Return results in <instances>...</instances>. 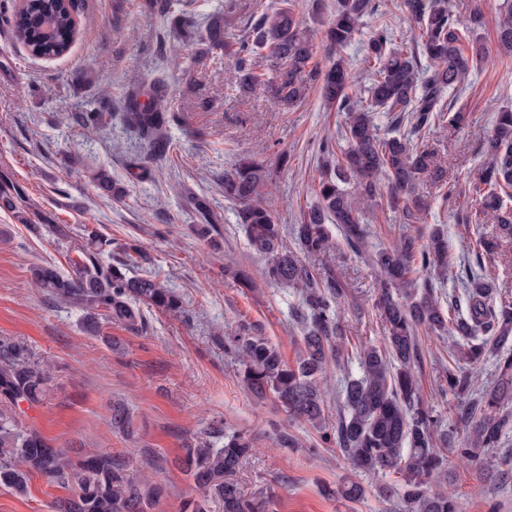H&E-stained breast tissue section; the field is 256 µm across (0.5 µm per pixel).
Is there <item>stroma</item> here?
Returning <instances> with one entry per match:
<instances>
[{"label": "stroma", "mask_w": 512, "mask_h": 512, "mask_svg": "<svg viewBox=\"0 0 512 512\" xmlns=\"http://www.w3.org/2000/svg\"><path fill=\"white\" fill-rule=\"evenodd\" d=\"M379 16L365 19L342 55L356 77L367 65L361 47L379 20L391 25L396 42L408 43L418 29L395 0H379ZM176 21L161 16L147 0H79L78 34L69 52L57 59L30 57L0 19V171L20 185L33 210L52 223L87 226L119 244L144 251L134 273L148 274L181 295L184 310L169 313L145 308L149 326L134 333L103 322L100 335L83 332L81 314L48 300L31 279L32 266L49 262L67 268V244L58 243L43 224L20 223L0 210V337L24 345L33 358L49 363L53 380L36 416L24 407L15 415L60 448H100L124 456L131 472L165 487L155 512H180L185 499L198 496L193 479L176 465L186 441L206 437L208 424L223 420L246 432L253 449L236 474L245 494L269 492L270 512H406L398 497L382 495L395 474L357 470L336 445L323 444L315 427L289 418L272 402H256L244 384L241 365L225 353L222 338L250 330L266 337L286 360H295L302 332L292 316L300 302L296 289L263 282L265 261L249 246L236 224L235 207L224 199L216 177L243 158L288 164L268 187L283 244L293 248L291 225L317 204L320 177L317 147L337 136L345 113L324 105L318 88L288 110L271 92L242 94L231 84L229 54L203 55L196 44L180 57L159 51L160 36ZM163 78L166 106L181 121L171 126V148L154 158L120 119L82 126L72 120L84 102L108 93L121 104L128 88ZM453 109L468 115L465 126L432 127L426 141L442 168L438 179L419 181L416 192L429 205L420 220L400 223L384 202L363 210L368 249L352 252L336 239L324 257L346 283L337 306L344 330V355L330 367L325 398L330 419L338 417L337 391L345 373H357L356 354L363 344L383 345L384 330L372 304L377 293L370 254L401 236L427 238L434 228L448 236V261L455 270L474 263L471 251L479 233H497L496 224L476 227L462 221L467 208L465 181L477 173L484 141L497 112L512 107V62L496 60L472 74L466 90L451 98ZM79 163L65 167L64 157ZM153 171L137 180L135 166ZM107 169L127 194L117 202L99 197L86 173ZM455 194H448L449 185ZM206 197L218 232L214 242L196 234L197 215L189 199ZM239 264L257 290L239 287L224 273ZM423 362L418 370L423 403L447 422L458 401L445 377L448 339L420 338ZM129 407L134 437L113 432L112 402ZM295 435L300 446L279 448L280 433ZM464 512H512V464L495 479H484L478 464L443 451ZM363 485L356 500L338 489L346 481ZM73 487L32 475L27 495L0 487V512H54L53 504L70 497Z\"/></svg>", "instance_id": "1"}]
</instances>
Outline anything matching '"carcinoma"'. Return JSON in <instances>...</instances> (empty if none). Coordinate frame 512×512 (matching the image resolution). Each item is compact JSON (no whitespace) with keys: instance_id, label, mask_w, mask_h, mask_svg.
Here are the masks:
<instances>
[{"instance_id":"carcinoma-1","label":"carcinoma","mask_w":512,"mask_h":512,"mask_svg":"<svg viewBox=\"0 0 512 512\" xmlns=\"http://www.w3.org/2000/svg\"><path fill=\"white\" fill-rule=\"evenodd\" d=\"M189 0H155L158 10L179 21L187 17ZM507 12L497 29L499 52L512 56V0H504ZM407 15L418 25L412 44L394 42L392 29L380 24L367 37L364 49L371 64L361 100H351L356 85L343 58L320 68L311 65L317 47L303 30L293 0L256 17L250 34L234 41L225 34V19L236 13L238 0H224V12L213 17L204 45L209 53L224 51L235 58L231 82L253 94L274 86L277 100L288 108L305 99L308 86L318 85L323 99L347 113L339 140L346 148L336 150V141L322 140L319 157L324 172L318 181L320 203L292 225L297 248L283 247L282 228L266 198L270 181L268 165L244 159L218 179L224 199L235 204L236 222L254 252L266 260V279L299 289L301 301L294 309L304 336L295 363L285 361L265 337L238 334L224 337V349L241 357L244 381L259 400L273 399L296 420L319 429L325 444L335 443L357 468L366 472L392 470L401 474L398 492L409 512H463L453 487L431 488L442 476L440 448H448L466 460H481L498 447L501 436L512 427V414L505 403L512 400V300H499L495 280L486 273L481 255L497 252L499 238L512 239V110L496 113L494 131L485 141L486 162L469 184L475 198L466 223L494 220L499 235L479 236L476 265L460 279L461 294L448 305L453 318L428 283L419 298H396L412 284L414 264L441 280L451 274L448 238L433 230L427 241L404 236L394 245L372 255L377 269L374 306L385 327L384 346L364 344L357 351L360 376L340 385L341 409L336 423H327L323 383L332 363L341 361L342 329L337 304L345 295L344 281L331 267L316 260L332 247L331 225L351 249L366 248L360 205L377 199L407 224L421 218L426 206L413 196L417 182L437 173L434 152L420 141L426 128L449 122L466 123V113L452 111L446 93L461 90L471 73L482 67L489 51L478 34L482 14L474 12L463 25L448 8V0H401ZM378 11L376 0H338L336 12L324 29L322 46L339 50L348 46L363 19ZM11 25L17 42L37 59L65 55L77 30L74 0H18ZM267 50L282 62L273 77L260 71L257 56ZM164 80H154L148 91L136 89L124 100L120 119L150 151L162 157L171 143L167 128L179 117L167 110ZM391 116L395 132L381 136L372 112ZM114 116L105 93L85 103L73 115L79 125H96L104 116ZM89 181L100 194L115 200L125 189L104 168L90 171ZM353 185L354 194L344 189ZM25 193L6 172L0 174V209L13 213L23 224L32 220L22 208ZM203 237L214 230L213 214L204 198L193 200ZM78 258L62 271L51 264L31 268L34 283L55 302L83 314L84 331L100 335L103 317L136 332L146 327L145 304L161 311L182 307L180 295L147 275H129L134 256H143L135 245L120 247L127 260L112 261V240L87 227L81 229ZM448 336L453 365L448 367V392L470 391L469 367L494 354L501 379L470 396L458 406L450 428L438 429L419 398L415 367L422 363L420 334ZM52 379L49 365L30 359L26 348L0 339V401L12 406L36 404ZM112 429L128 438L135 435L130 412L112 404ZM468 433L466 443L456 446L454 430ZM251 450V438L216 420L208 428V440L187 443L179 458L202 495L183 502L181 512H210L219 504L223 512H266L268 497L242 493L233 476ZM66 486L74 494L55 502L56 512H153L163 496L158 484L130 475L124 457L110 451L92 450L73 459L63 448L51 445L42 435L25 428L14 416L0 414V486L18 495L28 493L31 474Z\"/></svg>"}]
</instances>
